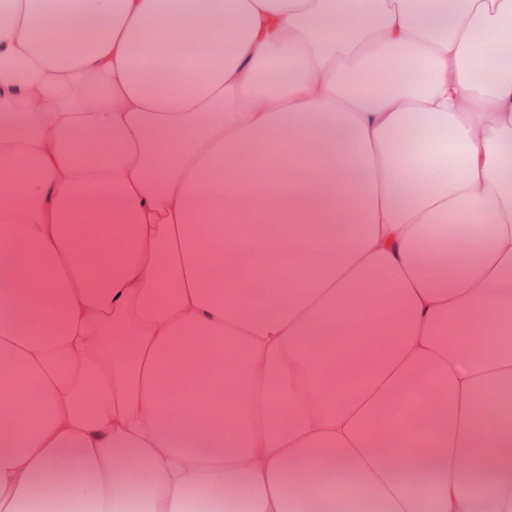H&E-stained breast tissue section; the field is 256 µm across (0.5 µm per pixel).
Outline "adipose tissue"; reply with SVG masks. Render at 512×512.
Listing matches in <instances>:
<instances>
[{
	"label": "adipose tissue",
	"mask_w": 512,
	"mask_h": 512,
	"mask_svg": "<svg viewBox=\"0 0 512 512\" xmlns=\"http://www.w3.org/2000/svg\"><path fill=\"white\" fill-rule=\"evenodd\" d=\"M509 331L512 0H0V512H512Z\"/></svg>",
	"instance_id": "ef3b65f1"
}]
</instances>
